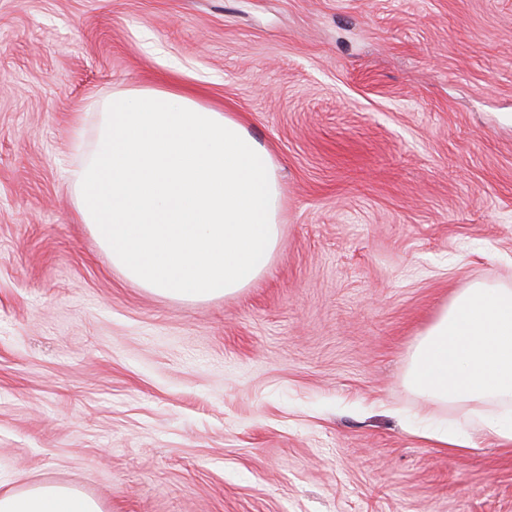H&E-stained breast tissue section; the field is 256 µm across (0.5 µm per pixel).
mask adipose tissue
I'll use <instances>...</instances> for the list:
<instances>
[{"mask_svg": "<svg viewBox=\"0 0 512 512\" xmlns=\"http://www.w3.org/2000/svg\"><path fill=\"white\" fill-rule=\"evenodd\" d=\"M100 113L94 154L70 172L77 214L114 266L145 290L208 301L248 287L279 240V165L231 112L172 81L115 91ZM406 383L465 408L476 432L437 434L449 452L488 436L512 445V287L456 293L422 332ZM0 512H103L70 485L0 494Z\"/></svg>", "mask_w": 512, "mask_h": 512, "instance_id": "adipose-tissue-1", "label": "adipose tissue"}]
</instances>
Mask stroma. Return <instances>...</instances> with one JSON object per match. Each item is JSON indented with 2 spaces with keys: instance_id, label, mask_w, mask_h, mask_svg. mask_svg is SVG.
<instances>
[{
  "instance_id": "1",
  "label": "stroma",
  "mask_w": 512,
  "mask_h": 512,
  "mask_svg": "<svg viewBox=\"0 0 512 512\" xmlns=\"http://www.w3.org/2000/svg\"><path fill=\"white\" fill-rule=\"evenodd\" d=\"M177 78L280 167L267 269L150 294L76 214L88 104ZM512 286V0H0V491L103 512H512V449L412 434L419 333ZM442 446L448 447L449 453H459L477 447L474 434L469 431L444 432L434 436ZM0 512H103L101 504L70 485L36 484L0 494Z\"/></svg>"
}]
</instances>
